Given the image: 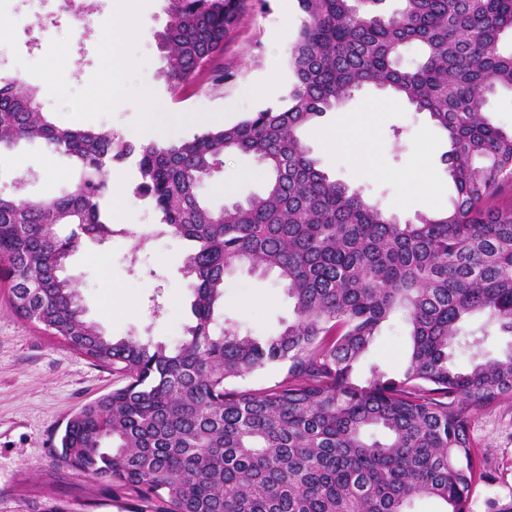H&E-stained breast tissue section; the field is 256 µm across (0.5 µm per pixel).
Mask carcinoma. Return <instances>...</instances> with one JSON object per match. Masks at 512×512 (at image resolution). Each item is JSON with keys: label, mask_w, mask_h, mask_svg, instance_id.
<instances>
[{"label": "carcinoma", "mask_w": 512, "mask_h": 512, "mask_svg": "<svg viewBox=\"0 0 512 512\" xmlns=\"http://www.w3.org/2000/svg\"><path fill=\"white\" fill-rule=\"evenodd\" d=\"M297 2L283 105L180 143L57 125L35 89L0 78V150L38 141L76 172L48 198L0 193V275L18 315L115 376L67 421L56 455L139 512H411L423 497L467 512L479 470L471 416L512 399V349L485 358L483 337L465 329L483 317L512 336V207H488L512 184V129L489 107L512 92V0H398L390 12L385 0ZM247 8L168 0L155 39L170 93L234 78L214 61ZM366 87L403 98L447 138L446 211L402 223L311 155L300 131ZM234 153L256 160L265 189L212 210L199 187ZM130 159L134 195L195 243L184 260L195 323L173 347L105 336L64 275L82 239L112 236L107 174ZM244 265L276 273L293 301L276 335L220 319L224 277ZM396 314L410 340L403 371L357 381ZM456 347L473 351L469 367L454 363ZM269 365L286 373L239 385Z\"/></svg>", "instance_id": "obj_1"}]
</instances>
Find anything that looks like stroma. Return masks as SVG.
Segmentation results:
<instances>
[{
	"mask_svg": "<svg viewBox=\"0 0 512 512\" xmlns=\"http://www.w3.org/2000/svg\"><path fill=\"white\" fill-rule=\"evenodd\" d=\"M140 34H121L115 46L101 39L119 10L118 0H101L85 23L62 25L39 56L25 52V32L9 27L7 68L36 88L48 118L59 125L107 128L120 137L145 131L165 143L192 138L206 129L232 125L249 113L280 104L288 90L285 56L301 23L297 0H251L248 11L224 41L220 66L233 81L214 87L200 81L172 97L159 79L166 61L155 34L167 22V0H136ZM73 45L68 62L55 46ZM146 62L126 75L125 59ZM120 91H113L112 79ZM154 87L159 121L146 128L140 88ZM367 88L354 93L340 112H329L302 132L304 143L334 179L356 188L383 210L410 220L419 213L447 210L453 195L442 160L449 144L426 115L392 100L377 101ZM121 189L107 198L114 229L111 239L85 242L68 262L89 320L115 338L135 337L174 345L192 320V294L183 273L190 241L165 234L148 201L134 198L133 163L114 166ZM434 175L432 190L420 184L422 172ZM39 198L68 188L74 180L69 159L37 143L21 144L0 155V192ZM263 174L247 154H232L202 188L215 210L261 192ZM148 237L138 249L140 237ZM224 314L254 336L277 334L293 318V303L271 274L239 270L224 279ZM407 353L402 317L386 322L371 349L356 364L358 377L380 366L399 375ZM110 369L73 352L65 343L13 310L8 283L0 282V512H41L60 501L72 512H134L135 501L114 499L91 478L58 466L54 447L78 409L111 391ZM471 433L481 463L469 512H496L512 501V400L474 414Z\"/></svg>",
	"mask_w": 512,
	"mask_h": 512,
	"instance_id": "35a3bbf8",
	"label": "stroma"
}]
</instances>
